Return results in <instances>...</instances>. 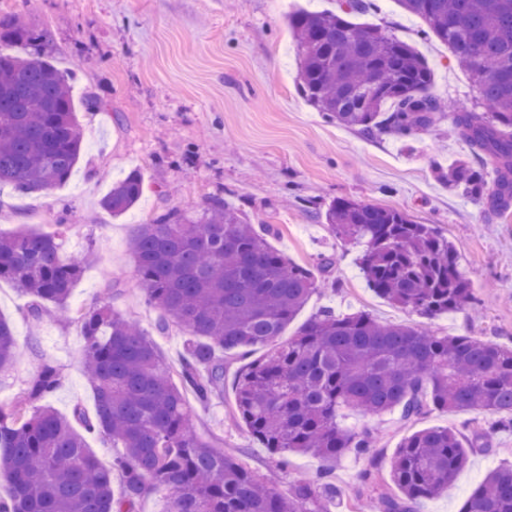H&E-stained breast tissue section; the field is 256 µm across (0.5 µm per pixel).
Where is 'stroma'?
Wrapping results in <instances>:
<instances>
[{
	"label": "stroma",
	"instance_id": "stroma-1",
	"mask_svg": "<svg viewBox=\"0 0 512 512\" xmlns=\"http://www.w3.org/2000/svg\"><path fill=\"white\" fill-rule=\"evenodd\" d=\"M336 0H0V18L20 17L48 29V43L31 55L51 61L73 86L83 150L71 179L59 187L22 194L0 186V233L25 226L52 231L59 217L72 228L64 255L92 253L94 262L75 283L71 309L103 303L105 276L117 286L115 310L153 335L169 362H177L184 336L156 334L157 311L136 278L131 242L137 224L162 209L192 210L219 196L255 224L274 225L272 246L295 263L322 269L325 288L283 331L293 337L323 308L339 313L365 311L384 322L423 325L443 335L474 336L512 344V209L499 210L448 189L437 178L470 149L451 121L411 139L388 133L372 137L325 119L299 93L298 55L288 30L289 12L332 10ZM361 20L391 30L414 45L434 75L432 91L450 102H470L472 82L448 47L424 33L420 19L403 13L394 0H372ZM104 98L103 108H81L83 95ZM140 169L144 193L121 216L100 206L113 178ZM406 212L434 225L452 244L477 302L465 312L428 319L398 308L367 287L360 248L334 237L317 219L336 198ZM329 268H321L324 258ZM26 297L0 281V316L14 328L23 356L0 371V405L23 399L42 361L54 363L61 385L46 403L63 416L75 407L95 408L85 380L84 338L71 320L27 318ZM245 363L232 357L224 376V400L196 410V430L220 439L226 452L259 474L279 471L281 487L313 474L314 458L288 457L287 470L241 427L229 425L234 372ZM481 411H433L408 422L388 413L374 419L392 453L402 438L440 426L471 436L493 422ZM490 451L470 455L448 492L424 501L419 512H460L487 472L512 463V430L489 439ZM364 457H343L334 469L342 494L331 512H349L362 490Z\"/></svg>",
	"mask_w": 512,
	"mask_h": 512
}]
</instances>
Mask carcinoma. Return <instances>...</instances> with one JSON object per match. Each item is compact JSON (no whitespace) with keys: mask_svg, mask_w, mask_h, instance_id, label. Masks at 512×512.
<instances>
[{"mask_svg":"<svg viewBox=\"0 0 512 512\" xmlns=\"http://www.w3.org/2000/svg\"><path fill=\"white\" fill-rule=\"evenodd\" d=\"M419 18L424 33L448 47L474 82L469 104L444 107L430 92L433 74L413 45L350 16L368 0H343L339 11L288 14L300 59L303 97L337 124L371 136L411 138L448 118L475 157L498 167L497 183L468 158L448 167V186L471 199L512 198V0H394ZM49 39L12 17L0 20V43L28 47ZM83 148L71 86L50 61L0 51V184L26 194L62 184ZM144 191L139 172L112 182L102 199L114 216ZM318 219L331 233L364 247L359 268L369 288L427 318L476 302L456 253L431 224L405 212L346 198ZM69 224L51 233L20 229L0 235V280L30 298L39 319L48 305L68 309L72 285L92 255L63 258ZM271 224L255 226L221 197L191 211H167L138 225L132 261L156 331L188 336L176 365L112 304L76 312L85 338L83 364L96 396L94 417L73 418L29 406L61 384L56 366L41 365L26 399L0 406V468L10 482L0 512H137L149 491L167 494L166 512H321L338 493L332 467L353 452L368 458L367 502L379 512H416L448 489L467 457L485 450L500 427L512 428V347L473 336H439L420 325L381 322L364 311L331 308L281 339L322 280L276 251ZM265 347L235 379L234 416L251 436L288 464V453L319 460L311 478L288 492L206 440L195 429L188 396L204 405L224 399V353ZM19 354L11 323L0 317V370ZM394 409L411 420L433 410L500 415L464 448L446 427L418 430L389 456L380 436L340 424L346 411L376 416ZM100 431L123 449L101 465L76 429ZM120 476L114 490L112 470ZM460 512H512V464L491 472Z\"/></svg>","mask_w":512,"mask_h":512,"instance_id":"carcinoma-1","label":"carcinoma"}]
</instances>
